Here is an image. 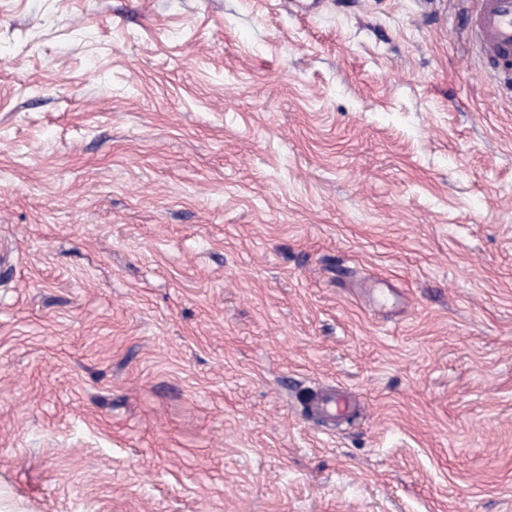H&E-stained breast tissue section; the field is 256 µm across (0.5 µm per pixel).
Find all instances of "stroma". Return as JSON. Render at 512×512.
<instances>
[{
    "instance_id": "35a3bbf8",
    "label": "stroma",
    "mask_w": 512,
    "mask_h": 512,
    "mask_svg": "<svg viewBox=\"0 0 512 512\" xmlns=\"http://www.w3.org/2000/svg\"><path fill=\"white\" fill-rule=\"evenodd\" d=\"M473 7L0 0V512H512Z\"/></svg>"
}]
</instances>
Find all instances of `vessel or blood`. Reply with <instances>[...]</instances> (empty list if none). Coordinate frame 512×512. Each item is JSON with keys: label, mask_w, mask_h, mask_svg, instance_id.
<instances>
[{"label": "vessel or blood", "mask_w": 512, "mask_h": 512, "mask_svg": "<svg viewBox=\"0 0 512 512\" xmlns=\"http://www.w3.org/2000/svg\"><path fill=\"white\" fill-rule=\"evenodd\" d=\"M482 56L492 63V76L512 83V0H478L470 30Z\"/></svg>", "instance_id": "obj_1"}]
</instances>
